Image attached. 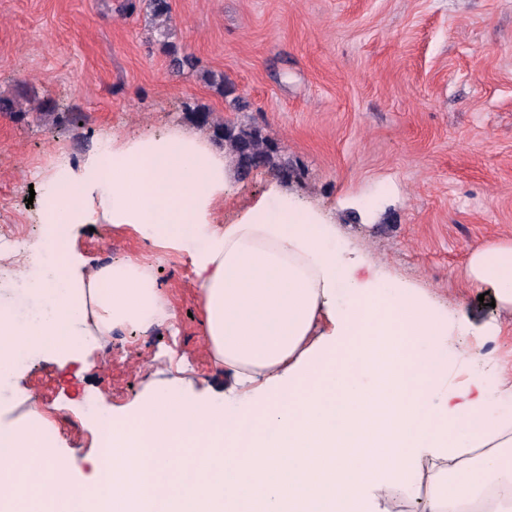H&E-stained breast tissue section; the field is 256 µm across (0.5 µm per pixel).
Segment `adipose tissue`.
Here are the masks:
<instances>
[{"label":"adipose tissue","mask_w":512,"mask_h":512,"mask_svg":"<svg viewBox=\"0 0 512 512\" xmlns=\"http://www.w3.org/2000/svg\"><path fill=\"white\" fill-rule=\"evenodd\" d=\"M226 187L223 157L186 133L106 134L80 165H54L17 300L0 301V384L23 360L77 359L113 331L175 318L140 259L84 273L73 239L111 224L186 258L202 336L239 402L169 388L133 415L104 411L97 473L80 481L39 411L0 425V512H391L396 498L413 512H512V375L482 351L499 324L473 329L464 303L447 310L395 276L358 278L371 258L344 255L335 225L277 183L218 221ZM465 278L512 310V241L474 249ZM477 363L486 375L462 378Z\"/></svg>","instance_id":"ef3b65f1"}]
</instances>
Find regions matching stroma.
Listing matches in <instances>:
<instances>
[{"label": "stroma", "mask_w": 512, "mask_h": 512, "mask_svg": "<svg viewBox=\"0 0 512 512\" xmlns=\"http://www.w3.org/2000/svg\"><path fill=\"white\" fill-rule=\"evenodd\" d=\"M0 0V228L28 241L57 156L82 161L98 134L190 131L191 110L252 123L302 176L283 191L334 224L345 254L366 253L474 327L498 322L484 348L512 366V313L466 286L472 249L512 238V0ZM200 62L172 73L169 49ZM224 79L217 86L205 73ZM80 122H67L68 113ZM217 215L228 221L268 189L267 169L240 177ZM85 273L130 257L146 263L177 317L114 332L90 367L35 358L0 385V421H49L75 478L90 475L96 418L133 412L166 384L224 390L201 334L190 267L126 227L82 229Z\"/></svg>", "instance_id": "obj_1"}]
</instances>
